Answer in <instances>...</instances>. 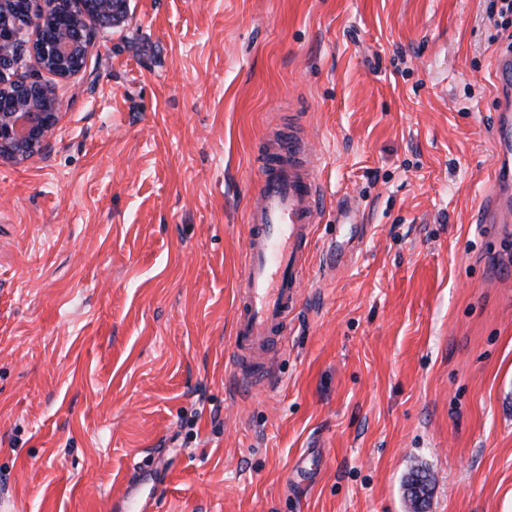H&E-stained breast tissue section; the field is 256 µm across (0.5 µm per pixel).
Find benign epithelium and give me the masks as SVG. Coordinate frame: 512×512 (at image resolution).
Wrapping results in <instances>:
<instances>
[{"label":"benign epithelium","mask_w":512,"mask_h":512,"mask_svg":"<svg viewBox=\"0 0 512 512\" xmlns=\"http://www.w3.org/2000/svg\"><path fill=\"white\" fill-rule=\"evenodd\" d=\"M91 5L90 10L69 11L64 26L40 23L29 44L18 24L0 23V157L23 162L39 153L60 121L52 84L38 75L14 78L19 47L28 45L39 68L59 81L79 75L92 40L87 19L100 15L106 25L118 26L128 10V0H91Z\"/></svg>","instance_id":"1"}]
</instances>
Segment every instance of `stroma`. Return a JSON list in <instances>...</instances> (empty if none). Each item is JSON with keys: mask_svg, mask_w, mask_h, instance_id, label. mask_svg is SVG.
<instances>
[{"mask_svg": "<svg viewBox=\"0 0 512 512\" xmlns=\"http://www.w3.org/2000/svg\"><path fill=\"white\" fill-rule=\"evenodd\" d=\"M492 0H129L0 157V512H512V235ZM307 136L321 218L272 383L231 369L250 198ZM497 110L494 113L492 143L495 153L492 194L483 211V224H512V51L497 55ZM431 484L432 477L428 470L418 467L410 472L405 483V490L410 494L409 500L414 512H425L430 496Z\"/></svg>", "mask_w": 512, "mask_h": 512, "instance_id": "35a3bbf8", "label": "stroma"}]
</instances>
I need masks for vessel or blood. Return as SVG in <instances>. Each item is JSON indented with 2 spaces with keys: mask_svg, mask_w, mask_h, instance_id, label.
<instances>
[{
  "mask_svg": "<svg viewBox=\"0 0 512 512\" xmlns=\"http://www.w3.org/2000/svg\"><path fill=\"white\" fill-rule=\"evenodd\" d=\"M494 74L495 166L483 221L507 227L512 225V51L497 55ZM320 192L308 146L296 137L278 140L261 163L248 213L241 311L233 340V369L248 373L252 383L273 380L277 358L288 342V318L296 308L303 275L299 257L318 218Z\"/></svg>",
  "mask_w": 512,
  "mask_h": 512,
  "instance_id": "vessel-or-blood-1",
  "label": "vessel or blood"
}]
</instances>
